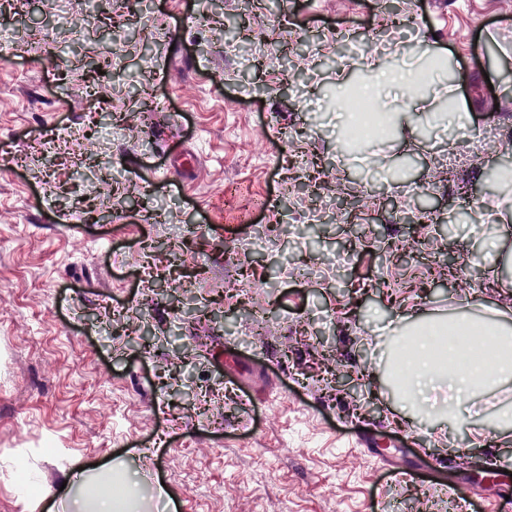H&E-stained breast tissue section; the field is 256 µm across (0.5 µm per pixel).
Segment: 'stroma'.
I'll list each match as a JSON object with an SVG mask.
<instances>
[{"instance_id":"stroma-1","label":"stroma","mask_w":512,"mask_h":512,"mask_svg":"<svg viewBox=\"0 0 512 512\" xmlns=\"http://www.w3.org/2000/svg\"><path fill=\"white\" fill-rule=\"evenodd\" d=\"M48 38L14 48L30 14L0 0V512H75L62 484L90 501L94 488L137 479V512H158L162 490L188 512H512V427L476 414L447 386L426 390L424 410L394 383L397 339L449 319L492 318L512 329V268L490 245L474 192L498 185L500 152L474 159L470 144L489 126L512 143V116L485 102L512 88V0H408L400 27L386 28L383 0H150L140 25L159 51L143 61L122 47L119 79L98 86L106 108L87 107L82 65L103 46L100 27L126 18L43 0ZM249 12L262 69L225 53L214 32L228 13ZM311 55L308 85L278 63L285 44ZM371 43L379 67L405 70L434 56L448 64L410 103L394 137L367 151L344 148L341 99L352 66L337 47ZM145 77L168 111L143 112L125 79ZM452 85L461 130L438 120L436 87ZM90 127L94 172L67 165L60 147ZM453 154L455 173L441 158ZM413 166L429 188L432 219L400 220L379 202L355 211L354 227L304 223L331 210L338 186L361 180L403 200L394 167ZM317 165L319 185L289 196L297 167ZM120 182L112 215L98 220V195ZM170 202L165 220L147 218ZM298 222L288 234L289 222ZM179 240L160 279L191 282L184 303L148 296L137 273L146 246ZM417 248L406 257L402 249ZM124 265L112 266L113 252ZM349 254L347 265L337 263ZM265 317L254 334L238 293ZM221 300L235 325L214 335L183 316L200 298ZM143 310L153 345L127 337L105 304ZM203 342L194 367L171 365L173 325ZM333 356L361 379L360 402L326 388ZM221 413L206 414L212 395ZM485 431L472 467L453 449ZM152 449L158 478L144 477ZM495 466L497 482L474 481ZM411 472L394 479L392 468ZM38 484L19 493L21 475ZM85 486H77L78 475Z\"/></svg>"}]
</instances>
